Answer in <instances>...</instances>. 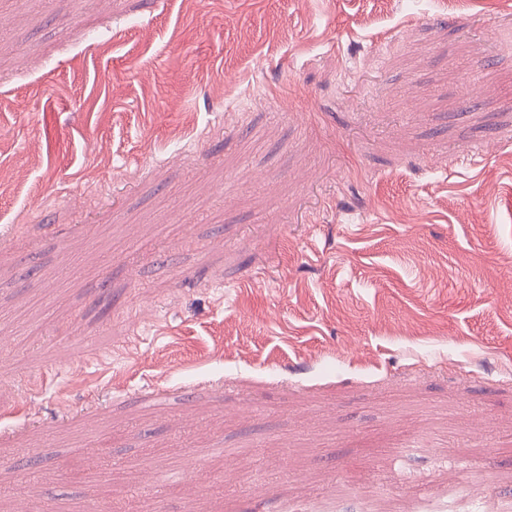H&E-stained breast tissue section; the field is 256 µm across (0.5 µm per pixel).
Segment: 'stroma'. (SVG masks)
<instances>
[{
	"instance_id": "35a3bbf8",
	"label": "stroma",
	"mask_w": 512,
	"mask_h": 512,
	"mask_svg": "<svg viewBox=\"0 0 512 512\" xmlns=\"http://www.w3.org/2000/svg\"><path fill=\"white\" fill-rule=\"evenodd\" d=\"M417 439L512 498V0H0V512H307Z\"/></svg>"
}]
</instances>
